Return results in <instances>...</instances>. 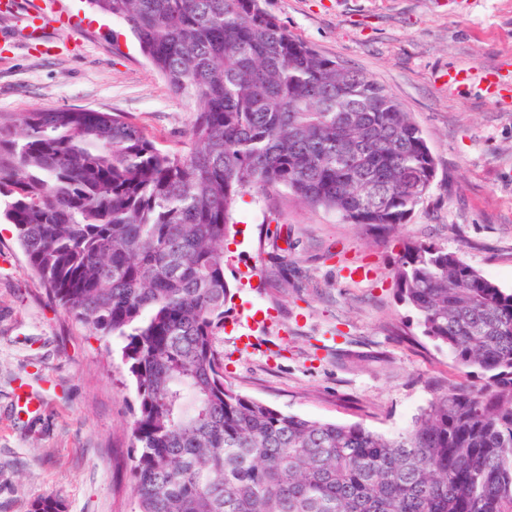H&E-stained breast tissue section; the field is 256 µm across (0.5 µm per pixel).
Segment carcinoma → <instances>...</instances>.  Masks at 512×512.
Here are the masks:
<instances>
[{
	"label": "carcinoma",
	"instance_id": "1",
	"mask_svg": "<svg viewBox=\"0 0 512 512\" xmlns=\"http://www.w3.org/2000/svg\"><path fill=\"white\" fill-rule=\"evenodd\" d=\"M86 2L128 27L194 120L172 150L114 112L0 119V221L52 301L124 341L137 512H512V291L457 253L407 241L393 276L422 334L474 380L435 388L392 437L240 393L214 344L238 200L284 187L395 231L436 175L410 113L263 0Z\"/></svg>",
	"mask_w": 512,
	"mask_h": 512
}]
</instances>
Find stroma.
<instances>
[{"label": "stroma", "instance_id": "obj_1", "mask_svg": "<svg viewBox=\"0 0 512 512\" xmlns=\"http://www.w3.org/2000/svg\"><path fill=\"white\" fill-rule=\"evenodd\" d=\"M76 26L56 52L0 14V117L35 109L118 112L159 146L180 145L194 114L147 64L126 26L53 0ZM324 56L383 85L421 128L436 178L406 224L377 237L283 188L245 194L225 276L232 297L215 338L224 381L304 418L407 428L436 382H461L447 348L399 301L401 243L456 252L512 290V0H265ZM469 69L461 87L448 71ZM253 336L252 349L240 335ZM123 343L91 333L48 298L12 225L0 226V512L51 495L65 512H135V392ZM37 398L18 405L19 383Z\"/></svg>", "mask_w": 512, "mask_h": 512}]
</instances>
